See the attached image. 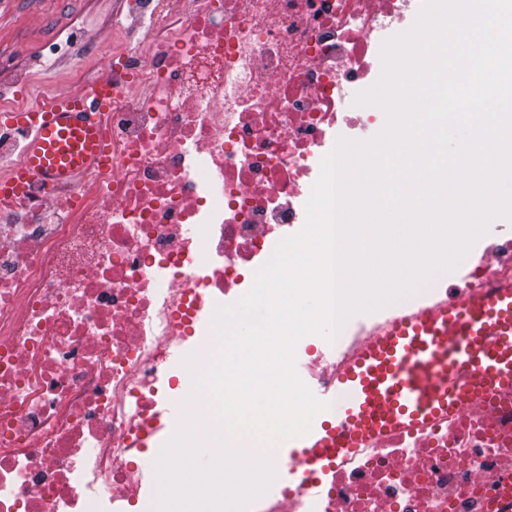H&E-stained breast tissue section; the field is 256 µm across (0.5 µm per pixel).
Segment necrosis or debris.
Instances as JSON below:
<instances>
[{
  "instance_id": "1",
  "label": "necrosis or debris",
  "mask_w": 512,
  "mask_h": 512,
  "mask_svg": "<svg viewBox=\"0 0 512 512\" xmlns=\"http://www.w3.org/2000/svg\"><path fill=\"white\" fill-rule=\"evenodd\" d=\"M415 0H128L142 49L108 54L111 165L0 190V512H131L171 347L211 337L305 224L337 111ZM464 301L512 282V236L471 247ZM208 307L193 315L197 294ZM248 512H503L512 388L395 429L309 496Z\"/></svg>"
}]
</instances>
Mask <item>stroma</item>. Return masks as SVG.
Returning a JSON list of instances; mask_svg holds the SVG:
<instances>
[{"label":"stroma","mask_w":512,"mask_h":512,"mask_svg":"<svg viewBox=\"0 0 512 512\" xmlns=\"http://www.w3.org/2000/svg\"><path fill=\"white\" fill-rule=\"evenodd\" d=\"M50 33L63 40L85 33L91 44L79 47L76 59L46 62L38 50ZM144 41L127 0H0V54L13 57L17 69L32 77L33 93L19 100L22 108L53 88L97 79L110 45L133 51Z\"/></svg>","instance_id":"obj_1"}]
</instances>
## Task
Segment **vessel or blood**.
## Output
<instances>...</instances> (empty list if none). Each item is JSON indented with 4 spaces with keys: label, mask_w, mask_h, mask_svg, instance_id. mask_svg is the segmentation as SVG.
<instances>
[{
    "label": "vessel or blood",
    "mask_w": 512,
    "mask_h": 512,
    "mask_svg": "<svg viewBox=\"0 0 512 512\" xmlns=\"http://www.w3.org/2000/svg\"><path fill=\"white\" fill-rule=\"evenodd\" d=\"M110 106L97 86L36 108L23 165L0 180L7 190L29 183L57 189L109 163L104 136ZM512 385V284L494 283L466 304L440 302L374 329L338 371L323 402L336 416L308 434L288 459L296 478L347 461L392 429L422 426L455 411L471 394Z\"/></svg>",
    "instance_id": "b4317fda"
}]
</instances>
